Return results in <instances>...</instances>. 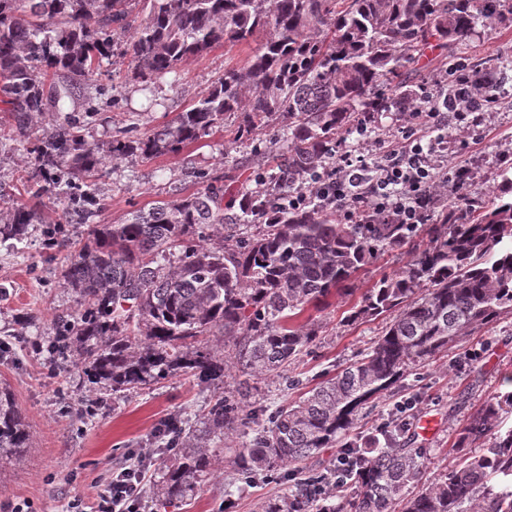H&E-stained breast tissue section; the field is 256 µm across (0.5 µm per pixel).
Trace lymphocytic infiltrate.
I'll return each instance as SVG.
<instances>
[{
    "label": "lymphocytic infiltrate",
    "mask_w": 512,
    "mask_h": 512,
    "mask_svg": "<svg viewBox=\"0 0 512 512\" xmlns=\"http://www.w3.org/2000/svg\"><path fill=\"white\" fill-rule=\"evenodd\" d=\"M489 94L477 81L464 79L457 92L443 99L425 98L400 138L377 153H344L329 173L319 175L310 191L288 200L300 208L314 202L331 208L344 224H425L432 218L439 189H459L470 177L468 166L436 172L421 144L427 132L455 125L470 134L478 125ZM142 449L136 465L114 468L98 496L96 512H145L144 480L151 463Z\"/></svg>",
    "instance_id": "f902f5d3"
}]
</instances>
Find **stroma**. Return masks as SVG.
<instances>
[{
  "instance_id": "1",
  "label": "stroma",
  "mask_w": 512,
  "mask_h": 512,
  "mask_svg": "<svg viewBox=\"0 0 512 512\" xmlns=\"http://www.w3.org/2000/svg\"><path fill=\"white\" fill-rule=\"evenodd\" d=\"M249 54L244 45H220L150 84L133 80L127 65L118 62L102 79L112 90L113 103L101 105L92 114L88 99L67 97L62 108L84 119L87 139L105 148L118 131L130 128L141 136L168 123L224 73L241 68ZM488 55L505 60L507 77L500 87V104L481 114L478 137L468 149H460L456 130L446 128L442 131L444 147L433 154L441 166L465 162L475 168L476 175L466 186L474 202L488 199L502 156H512L511 26H478L476 35L461 46L455 58L467 63ZM55 121V113H46L0 148V200L8 206L23 202L35 207L45 222L66 223L68 237L74 241L84 235L86 227L77 216L66 214L59 191L50 187L43 196L32 198L18 180L19 174L33 168L32 143L52 129ZM252 146L251 140L241 136L239 120L232 115L219 131L180 152L148 162L122 161L97 183L105 204L98 221L120 224L130 211L156 199L202 189L201 173L216 176L249 165ZM67 254V247L49 246L36 227L14 248H0V340L8 343L7 350L0 352V382L9 385L33 433L30 448L0 462V504L25 501L33 512H66L77 499L84 512H90L112 467L130 464L164 420L179 416L196 422L212 394L205 386L175 378L125 393L114 404L97 406L86 377L68 368L65 360L50 357L44 348L53 334L54 313L77 304L75 294L62 288L59 280ZM406 260V250H390L358 271L351 281L352 295L331 298L317 312L320 336L311 353L289 366L288 375L299 380V387L288 388L282 381H255V395L261 403L273 409L295 399L370 346L384 329L386 316L356 322L348 316L368 288L398 271ZM510 372L512 315H504L458 342L446 356L405 374L385 397L362 409L355 431L363 437L377 434L395 410L404 411L410 424L423 416L433 417L435 434L416 437L415 445L425 451V478L437 477L458 463L460 430L500 391L504 375ZM241 437L238 431L225 433L220 473L199 481L177 512H257L262 501L292 486L293 477L285 470L272 477L258 476L242 488L234 484L230 460Z\"/></svg>"
}]
</instances>
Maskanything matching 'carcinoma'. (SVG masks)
I'll return each mask as SVG.
<instances>
[{
    "label": "carcinoma",
    "mask_w": 512,
    "mask_h": 512,
    "mask_svg": "<svg viewBox=\"0 0 512 512\" xmlns=\"http://www.w3.org/2000/svg\"><path fill=\"white\" fill-rule=\"evenodd\" d=\"M130 0H0V110L22 130L87 96L115 52L143 82L161 78L217 45H257L246 64L175 118L138 138L124 134L101 152L65 116L31 149L35 194L53 185L88 224L60 269L77 309L54 319L51 349L95 385L98 402L160 379L191 377L222 390L197 425L172 418L158 433L165 469L152 499L163 507L216 472L224 433L248 431L232 465L253 473L301 469L324 448L347 465L299 479L259 512H512V428L500 413L512 391L489 398L463 428L458 447L479 451L422 480L423 450L385 431L352 434L361 410L448 346L512 315V167L490 198L450 208L437 224H342L316 204L288 207L312 176L336 163L340 135L355 117L410 112L424 86L404 75L433 49L454 54L483 20L512 24V0H143L130 28ZM473 78L501 85L496 56L469 63ZM240 115L246 135L266 122L277 137L254 149L259 186L224 199L221 176L204 189L161 199L122 224L97 223L91 184L108 163L177 153ZM42 223L35 209L0 211V246ZM412 245L406 265L353 306L351 321L393 314L366 353L335 376L277 408L262 424L245 412L251 390L229 389L239 372L264 380L316 345L309 308L328 303L363 266ZM32 434L8 388L0 387V460L30 447ZM340 473L348 499L331 503L322 485ZM417 487L407 499L403 491Z\"/></svg>",
    "instance_id": "obj_1"
}]
</instances>
